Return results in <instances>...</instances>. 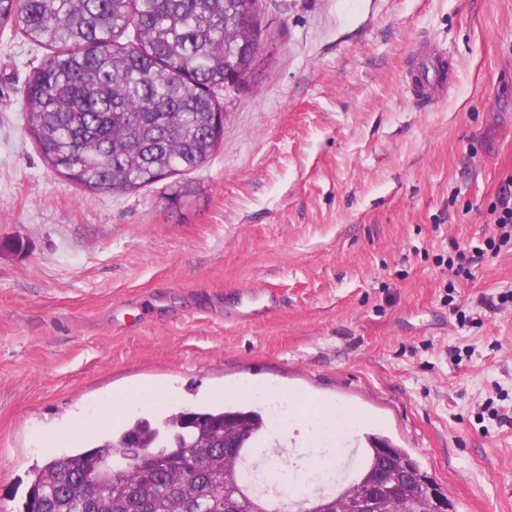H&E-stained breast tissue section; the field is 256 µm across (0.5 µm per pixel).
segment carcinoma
Wrapping results in <instances>:
<instances>
[{
  "label": "carcinoma",
  "mask_w": 512,
  "mask_h": 512,
  "mask_svg": "<svg viewBox=\"0 0 512 512\" xmlns=\"http://www.w3.org/2000/svg\"><path fill=\"white\" fill-rule=\"evenodd\" d=\"M259 11V0H0V29L55 50L29 79L23 115L45 162L99 194L137 190L201 166L220 141L212 133L219 111L213 89L253 61L229 20L254 19ZM130 34L132 40L120 42ZM265 428L261 411L249 405L131 416L100 440L34 469L22 512H224L228 502L236 512H280L262 510L269 500L243 475L252 438ZM224 429L238 452L231 484L224 479V451L214 443ZM365 439V467L354 483L375 467L382 447L421 470L387 438L368 433ZM130 442L147 455L213 448L196 465L194 496H175L173 484L182 479L176 471L118 465L112 472L127 498L107 490L98 499L86 495L82 475ZM350 489L322 500L354 512ZM405 505L425 509L422 489L399 496L394 508Z\"/></svg>",
  "instance_id": "carcinoma-1"
}]
</instances>
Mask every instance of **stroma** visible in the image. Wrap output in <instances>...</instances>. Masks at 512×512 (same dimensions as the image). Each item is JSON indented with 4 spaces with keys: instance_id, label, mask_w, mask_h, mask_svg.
Here are the masks:
<instances>
[{
    "instance_id": "stroma-1",
    "label": "stroma",
    "mask_w": 512,
    "mask_h": 512,
    "mask_svg": "<svg viewBox=\"0 0 512 512\" xmlns=\"http://www.w3.org/2000/svg\"><path fill=\"white\" fill-rule=\"evenodd\" d=\"M259 22L249 80L214 90L208 161L110 194L45 163L24 89L51 51L0 31V512H20L35 466L133 414L255 387L360 422L289 415L266 451L285 485L328 459L348 483L371 431L454 512H512V239L495 223L512 0H261ZM425 41L454 71L430 111L409 91ZM254 281L280 303L238 320Z\"/></svg>"
}]
</instances>
